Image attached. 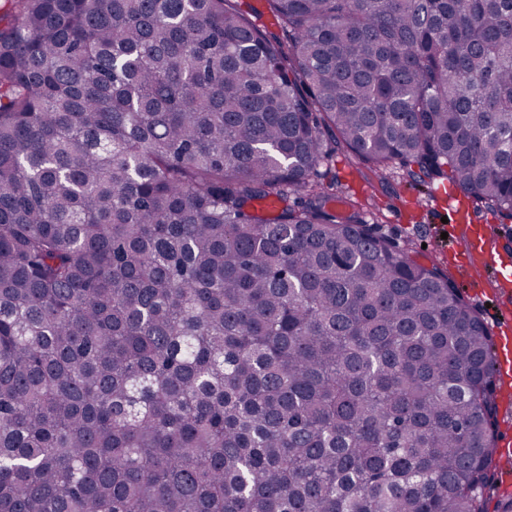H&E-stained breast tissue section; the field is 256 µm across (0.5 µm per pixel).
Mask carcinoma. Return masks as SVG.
<instances>
[{
    "label": "carcinoma",
    "mask_w": 512,
    "mask_h": 512,
    "mask_svg": "<svg viewBox=\"0 0 512 512\" xmlns=\"http://www.w3.org/2000/svg\"><path fill=\"white\" fill-rule=\"evenodd\" d=\"M266 2L5 0L0 512H489L492 336L318 167L512 219V0ZM240 8L246 12L272 39L286 40L287 32L275 22L267 9L266 0H239Z\"/></svg>",
    "instance_id": "cac0c4a2"
}]
</instances>
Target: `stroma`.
Here are the masks:
<instances>
[{
	"instance_id": "35a3bbf8",
	"label": "stroma",
	"mask_w": 512,
	"mask_h": 512,
	"mask_svg": "<svg viewBox=\"0 0 512 512\" xmlns=\"http://www.w3.org/2000/svg\"><path fill=\"white\" fill-rule=\"evenodd\" d=\"M326 179L335 180L346 196L363 206L365 217L376 232L400 248L419 264L438 266L450 275L466 300L478 311L491 335H498L497 311L512 308L506 298L489 282L472 285L462 274L461 259L452 249L451 236L456 229L443 223L449 200L459 201L472 224H492L500 229L499 251L512 254V220L475 209L471 199L459 189H451L450 199L436 195L434 188L403 184L399 171H392L386 183H379L366 164L353 156L336 153L321 168Z\"/></svg>"
}]
</instances>
